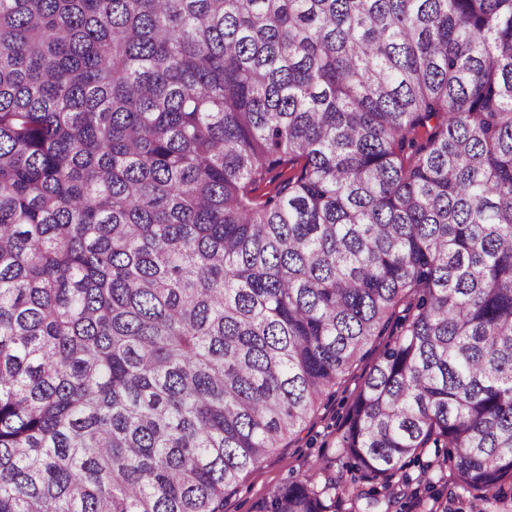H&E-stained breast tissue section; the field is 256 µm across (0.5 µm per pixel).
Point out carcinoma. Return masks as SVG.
<instances>
[{
    "mask_svg": "<svg viewBox=\"0 0 512 512\" xmlns=\"http://www.w3.org/2000/svg\"><path fill=\"white\" fill-rule=\"evenodd\" d=\"M384 336L335 463L512 502V0H0V512H224Z\"/></svg>",
    "mask_w": 512,
    "mask_h": 512,
    "instance_id": "obj_1",
    "label": "carcinoma"
}]
</instances>
